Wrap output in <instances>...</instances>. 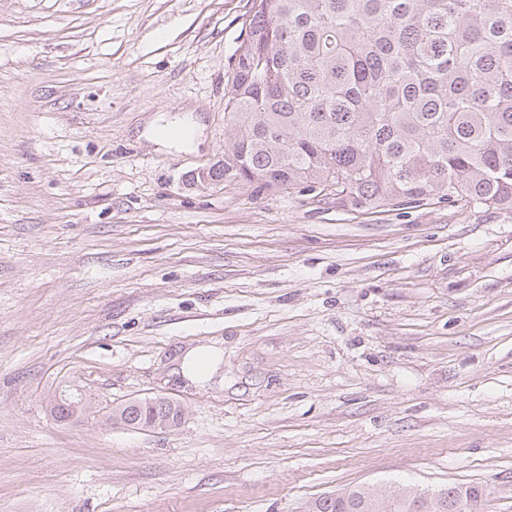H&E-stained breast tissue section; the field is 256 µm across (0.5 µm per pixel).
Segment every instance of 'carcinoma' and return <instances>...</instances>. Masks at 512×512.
Segmentation results:
<instances>
[{"instance_id": "1", "label": "carcinoma", "mask_w": 512, "mask_h": 512, "mask_svg": "<svg viewBox=\"0 0 512 512\" xmlns=\"http://www.w3.org/2000/svg\"><path fill=\"white\" fill-rule=\"evenodd\" d=\"M224 102V160L190 182L299 186L353 211L438 198L512 213V0H250ZM183 408L119 403L153 431ZM384 512H480L453 484ZM353 487L308 512H378Z\"/></svg>"}]
</instances>
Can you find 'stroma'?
<instances>
[{
  "label": "stroma",
  "mask_w": 512,
  "mask_h": 512,
  "mask_svg": "<svg viewBox=\"0 0 512 512\" xmlns=\"http://www.w3.org/2000/svg\"><path fill=\"white\" fill-rule=\"evenodd\" d=\"M248 8L0 0V512H305L402 483L512 512V214L189 185L224 157ZM197 347L222 355L194 382ZM78 389L90 411L56 421ZM156 395L179 425L107 418Z\"/></svg>",
  "instance_id": "1"
}]
</instances>
